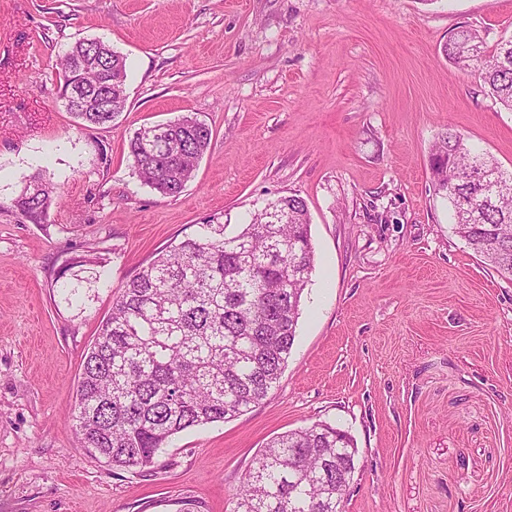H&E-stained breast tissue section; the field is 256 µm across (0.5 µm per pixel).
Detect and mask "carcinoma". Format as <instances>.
<instances>
[{
  "label": "carcinoma",
  "mask_w": 512,
  "mask_h": 512,
  "mask_svg": "<svg viewBox=\"0 0 512 512\" xmlns=\"http://www.w3.org/2000/svg\"><path fill=\"white\" fill-rule=\"evenodd\" d=\"M461 70L475 69L489 93L512 112V37L488 53L478 34L460 30L443 46ZM63 86L80 79L87 102L107 100L116 67L126 59L102 40H80L63 56ZM110 112H78L80 125L112 123ZM129 141L140 180L166 197L179 196L210 146L212 131L181 116ZM483 169L480 184L461 178ZM438 190L453 210L455 233L500 276L512 282V173L447 130L430 158ZM22 177L15 206L37 221L52 201ZM288 220L271 223L262 211L232 236L222 224H200L157 253L126 282L98 326L68 412L80 447L120 469L148 470L172 437L189 428L226 422L264 400L288 363L302 295L315 270L306 202L284 197ZM97 257H76L52 287L70 300L101 279ZM351 438L316 423L280 434L259 450L238 493L236 512H336V460L349 458Z\"/></svg>",
  "instance_id": "1"
}]
</instances>
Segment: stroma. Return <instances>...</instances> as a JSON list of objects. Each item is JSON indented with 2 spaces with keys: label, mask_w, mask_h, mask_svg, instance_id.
<instances>
[{
  "label": "stroma",
  "mask_w": 512,
  "mask_h": 512,
  "mask_svg": "<svg viewBox=\"0 0 512 512\" xmlns=\"http://www.w3.org/2000/svg\"><path fill=\"white\" fill-rule=\"evenodd\" d=\"M512 34V0H0V512H234L261 448L324 423L357 449L345 512H512V283L454 231L431 149L453 128L512 171V112L441 49ZM101 39L126 107L80 129L60 60ZM194 115L212 130L175 198L128 141ZM52 183L35 222L25 175ZM296 195L315 270L277 386L177 434L151 470L80 448L67 412L99 321L156 252L216 221L233 235ZM105 284L68 303L70 258ZM32 179H40L39 175L23 176L22 189L15 200V206L22 214L37 222L44 215L52 201V189L48 193L36 192L32 186L26 184ZM94 267H102L97 257H76L69 266L60 270L53 279L52 288H58L66 300L80 296L81 288H94L101 279V274ZM78 268L77 270H74ZM81 273H89L81 276Z\"/></svg>",
  "instance_id": "35a3bbf8"
}]
</instances>
